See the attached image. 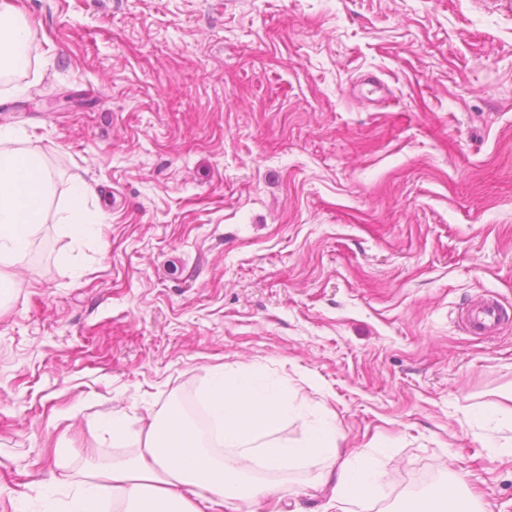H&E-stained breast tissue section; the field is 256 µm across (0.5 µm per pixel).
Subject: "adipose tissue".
Instances as JSON below:
<instances>
[{
    "label": "adipose tissue",
    "instance_id": "1",
    "mask_svg": "<svg viewBox=\"0 0 512 512\" xmlns=\"http://www.w3.org/2000/svg\"><path fill=\"white\" fill-rule=\"evenodd\" d=\"M29 37L15 5L0 0L1 68L21 59ZM50 190L51 174L42 156L21 147L16 132L0 126V288L14 286L5 269L29 249L46 223ZM91 193L85 179L72 178L62 218L72 237L94 236L102 228L103 213L88 205ZM207 403L221 427L223 454H214L176 409L155 413L137 453L112 462L84 484L68 512H102L108 502L115 512H239V503L277 491L276 485L251 482L253 467L281 470L336 453V425L328 414L310 425L302 440H278L290 412L288 393L268 387L251 372L217 373ZM377 482L368 463L342 464L333 498L345 503L352 494H369Z\"/></svg>",
    "mask_w": 512,
    "mask_h": 512
}]
</instances>
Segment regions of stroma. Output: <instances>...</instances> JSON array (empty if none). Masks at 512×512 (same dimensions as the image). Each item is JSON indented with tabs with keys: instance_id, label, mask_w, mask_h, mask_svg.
<instances>
[{
	"instance_id": "35a3bbf8",
	"label": "stroma",
	"mask_w": 512,
	"mask_h": 512,
	"mask_svg": "<svg viewBox=\"0 0 512 512\" xmlns=\"http://www.w3.org/2000/svg\"><path fill=\"white\" fill-rule=\"evenodd\" d=\"M18 3L35 65L0 125L53 183L0 299V512H65L220 369L287 384L281 440L335 413L380 474L350 512L455 471L512 512V326L463 321L512 313V0ZM75 174L99 236L60 222ZM337 472L257 471L278 494L241 512H338ZM510 319L507 310L494 297L483 298L466 316L468 328L482 336H496Z\"/></svg>"
}]
</instances>
